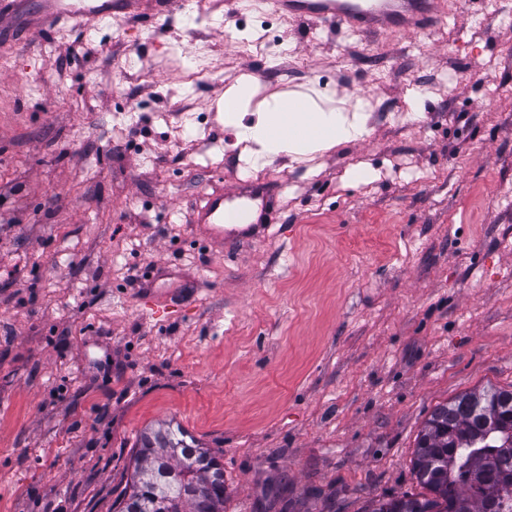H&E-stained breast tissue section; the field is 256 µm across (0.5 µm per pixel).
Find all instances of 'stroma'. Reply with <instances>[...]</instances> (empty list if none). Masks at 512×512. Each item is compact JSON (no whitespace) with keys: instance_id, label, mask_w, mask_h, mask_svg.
Segmentation results:
<instances>
[{"instance_id":"stroma-1","label":"stroma","mask_w":512,"mask_h":512,"mask_svg":"<svg viewBox=\"0 0 512 512\" xmlns=\"http://www.w3.org/2000/svg\"><path fill=\"white\" fill-rule=\"evenodd\" d=\"M42 2L0 28V512H111L164 421L220 454L224 512L420 493L435 406L512 386V0L361 38L230 0L85 33ZM243 76L367 103L366 132L254 165L256 113L218 108ZM250 185L255 229L194 228ZM229 194L224 193L212 194L205 200V204L197 211V224H205L209 235L217 240L224 239V223L230 214H234L240 219L235 222L237 224H253L251 217L246 219L244 216L243 208L228 207L226 201H232ZM239 222V223H238ZM237 224H228L229 226H236Z\"/></svg>"}]
</instances>
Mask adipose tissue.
Returning a JSON list of instances; mask_svg holds the SVG:
<instances>
[{"mask_svg": "<svg viewBox=\"0 0 512 512\" xmlns=\"http://www.w3.org/2000/svg\"><path fill=\"white\" fill-rule=\"evenodd\" d=\"M224 109L258 112L257 122L239 131L250 156L258 161L281 154L295 158L311 156L366 131V119L360 110L348 115L341 110L324 109L300 90L262 96L256 87L243 81L227 89Z\"/></svg>", "mask_w": 512, "mask_h": 512, "instance_id": "adipose-tissue-1", "label": "adipose tissue"}]
</instances>
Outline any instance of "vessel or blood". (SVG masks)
Instances as JSON below:
<instances>
[{
    "instance_id": "1",
    "label": "vessel or blood",
    "mask_w": 512,
    "mask_h": 512,
    "mask_svg": "<svg viewBox=\"0 0 512 512\" xmlns=\"http://www.w3.org/2000/svg\"><path fill=\"white\" fill-rule=\"evenodd\" d=\"M51 17H65L83 24L110 18L113 13L136 12L139 0H44ZM276 13L307 19L322 28L338 26L353 35L397 30L407 34L425 32L432 23L447 19L448 0H266ZM243 216V209H231L220 194L207 197L197 212L198 223L209 235L224 237L228 215Z\"/></svg>"
}]
</instances>
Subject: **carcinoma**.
<instances>
[{"instance_id":"cac0c4a2","label":"carcinoma","mask_w":512,"mask_h":512,"mask_svg":"<svg viewBox=\"0 0 512 512\" xmlns=\"http://www.w3.org/2000/svg\"><path fill=\"white\" fill-rule=\"evenodd\" d=\"M420 495L368 502L364 512H512V389L487 386L434 408L412 460ZM224 466L179 425L142 434L116 512H224Z\"/></svg>"}]
</instances>
